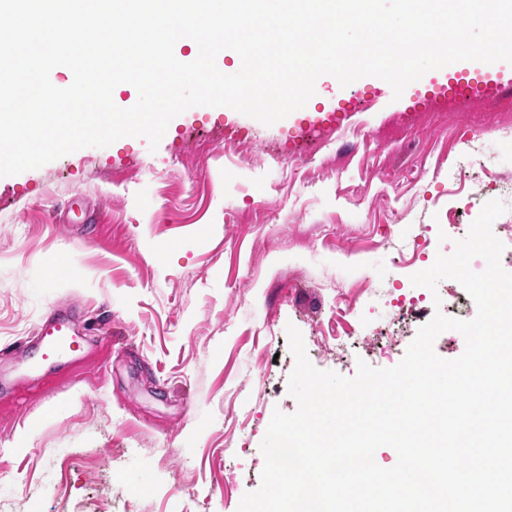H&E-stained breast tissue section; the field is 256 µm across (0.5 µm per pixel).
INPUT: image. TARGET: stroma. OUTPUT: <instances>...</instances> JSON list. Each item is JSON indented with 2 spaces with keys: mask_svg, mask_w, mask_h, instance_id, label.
Here are the masks:
<instances>
[{
  "mask_svg": "<svg viewBox=\"0 0 512 512\" xmlns=\"http://www.w3.org/2000/svg\"><path fill=\"white\" fill-rule=\"evenodd\" d=\"M447 66L401 98L377 77L329 79L267 126L225 106L175 117L157 150L124 137L0 178V501L12 512H237L261 482L274 410L296 411L287 325L311 363L351 377L397 365L422 319L392 315L428 262L390 242L424 235L451 253L479 215L483 160L512 174L501 134L473 140L441 92L482 88ZM249 129L247 144L224 141ZM416 140L418 158L402 154ZM295 153L288 167L268 149ZM465 204L447 226L449 204ZM370 289H363V282ZM365 305L394 347L322 355L344 326L338 295ZM67 308L84 339L111 343L67 377L35 378L37 329Z\"/></svg>",
  "mask_w": 512,
  "mask_h": 512,
  "instance_id": "35a3bbf8",
  "label": "stroma"
}]
</instances>
